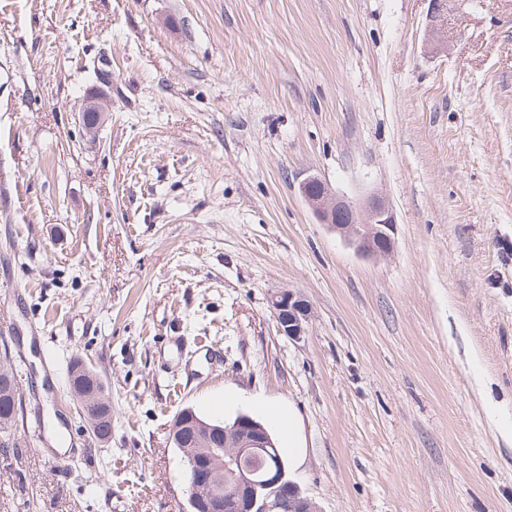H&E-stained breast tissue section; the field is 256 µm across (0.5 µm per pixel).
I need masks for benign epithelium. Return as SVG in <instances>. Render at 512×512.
Masks as SVG:
<instances>
[{
    "label": "benign epithelium",
    "instance_id": "benign-epithelium-1",
    "mask_svg": "<svg viewBox=\"0 0 512 512\" xmlns=\"http://www.w3.org/2000/svg\"><path fill=\"white\" fill-rule=\"evenodd\" d=\"M444 6L445 0H431L427 35L436 46L445 39ZM101 117L97 103L88 100L81 114L86 130L92 131ZM300 192L319 222L348 240L358 254L378 257L393 250L396 220L385 200L372 196L357 208L337 197L327 182L314 175L301 181ZM270 307L281 335L294 341L306 335L311 307L301 293L280 290L270 297ZM210 430L184 410L174 420L172 437L180 444L186 431L202 436ZM270 445L267 432L246 416L224 428V457L209 449L211 462L204 470L195 472L198 493L190 498L191 508L195 512H317L316 504L303 494L299 485L285 481L284 472L257 480L252 461L268 451ZM227 476L234 481L230 494L224 490Z\"/></svg>",
    "mask_w": 512,
    "mask_h": 512
}]
</instances>
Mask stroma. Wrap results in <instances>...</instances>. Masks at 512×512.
Returning a JSON list of instances; mask_svg holds the SVG:
<instances>
[{
    "instance_id": "1",
    "label": "stroma",
    "mask_w": 512,
    "mask_h": 512,
    "mask_svg": "<svg viewBox=\"0 0 512 512\" xmlns=\"http://www.w3.org/2000/svg\"><path fill=\"white\" fill-rule=\"evenodd\" d=\"M430 9L0 0V341L27 422L0 512H189L175 416L261 402L295 409L320 512H512V0H447L438 50ZM309 175L386 198L392 253L320 224ZM270 307L281 335L294 341L306 335L311 307L301 293L291 289L280 290L270 297ZM85 367L87 372L84 374H79L76 377H73L74 369L80 370V368ZM70 376V386L74 388L80 395H89L95 390L103 389L101 382L99 381L97 375L88 367H86L82 363H74L69 370ZM84 376V377H81ZM80 383L76 382L80 380Z\"/></svg>"
}]
</instances>
